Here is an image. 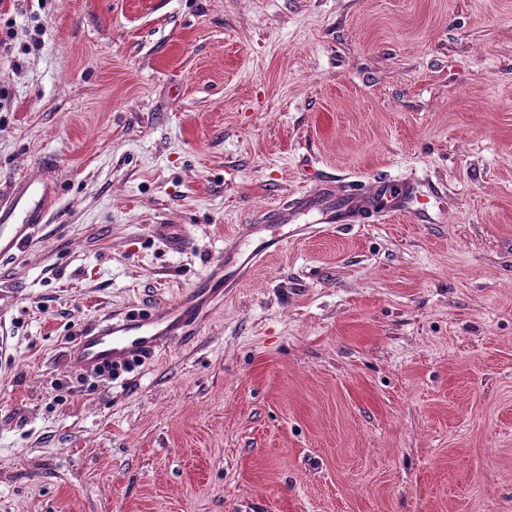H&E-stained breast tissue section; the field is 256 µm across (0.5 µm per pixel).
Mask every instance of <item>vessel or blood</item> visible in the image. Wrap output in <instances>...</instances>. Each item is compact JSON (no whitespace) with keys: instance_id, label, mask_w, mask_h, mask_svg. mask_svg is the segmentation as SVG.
<instances>
[{"instance_id":"1","label":"vessel or blood","mask_w":512,"mask_h":512,"mask_svg":"<svg viewBox=\"0 0 512 512\" xmlns=\"http://www.w3.org/2000/svg\"><path fill=\"white\" fill-rule=\"evenodd\" d=\"M413 189L389 177L373 185L349 184L337 188L334 180H323L314 190L303 192L283 207L263 212L257 223L248 225L240 236L225 248L212 270L210 287L194 288L179 302L156 309L149 316L125 318L88 329L80 338L75 361L84 368L104 364L122 366L137 358L154 356L174 336L190 332L206 308L220 294L238 287L248 274L247 263L240 256L258 262L279 240L261 238V228L270 224H298L301 216L311 214L320 224H366L402 211ZM58 195L56 182L45 175H27L0 189V242L16 244L22 229L48 220L49 208ZM155 235L175 252L187 246V238L177 224H158Z\"/></svg>"}]
</instances>
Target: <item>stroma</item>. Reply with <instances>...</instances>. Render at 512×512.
Instances as JSON below:
<instances>
[{
  "label": "stroma",
  "mask_w": 512,
  "mask_h": 512,
  "mask_svg": "<svg viewBox=\"0 0 512 512\" xmlns=\"http://www.w3.org/2000/svg\"><path fill=\"white\" fill-rule=\"evenodd\" d=\"M0 512H512V0H0ZM411 183L289 237L154 358L71 357L204 282L265 209ZM182 225L175 253L152 233ZM57 195V183L43 174L23 176L0 189V250L3 241L13 246L21 240L22 229L45 224Z\"/></svg>",
  "instance_id": "1"
}]
</instances>
